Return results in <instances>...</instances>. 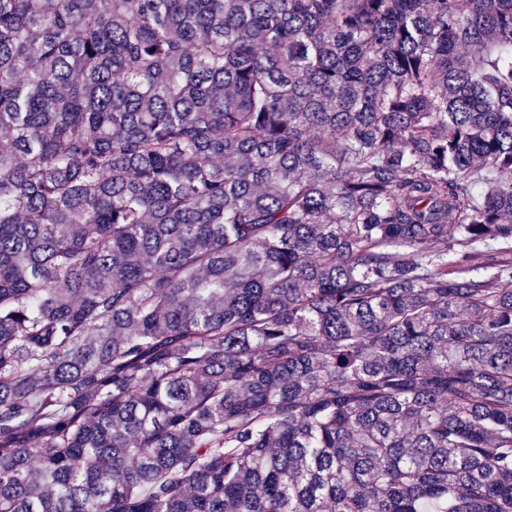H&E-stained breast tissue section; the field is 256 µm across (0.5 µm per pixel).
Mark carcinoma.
I'll return each mask as SVG.
<instances>
[{"instance_id":"cac0c4a2","label":"carcinoma","mask_w":512,"mask_h":512,"mask_svg":"<svg viewBox=\"0 0 512 512\" xmlns=\"http://www.w3.org/2000/svg\"><path fill=\"white\" fill-rule=\"evenodd\" d=\"M0 512H512V0H0Z\"/></svg>"}]
</instances>
